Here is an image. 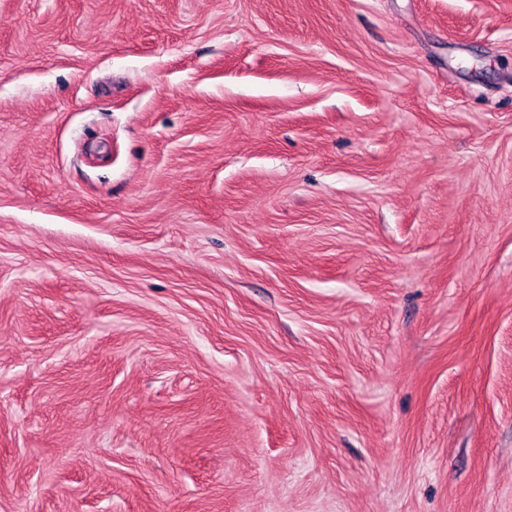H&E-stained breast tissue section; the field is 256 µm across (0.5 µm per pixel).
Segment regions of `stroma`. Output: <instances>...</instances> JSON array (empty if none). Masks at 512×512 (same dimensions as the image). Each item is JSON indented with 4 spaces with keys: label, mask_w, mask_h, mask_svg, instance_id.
Segmentation results:
<instances>
[{
    "label": "stroma",
    "mask_w": 512,
    "mask_h": 512,
    "mask_svg": "<svg viewBox=\"0 0 512 512\" xmlns=\"http://www.w3.org/2000/svg\"><path fill=\"white\" fill-rule=\"evenodd\" d=\"M0 512H512V0H0Z\"/></svg>",
    "instance_id": "stroma-1"
}]
</instances>
